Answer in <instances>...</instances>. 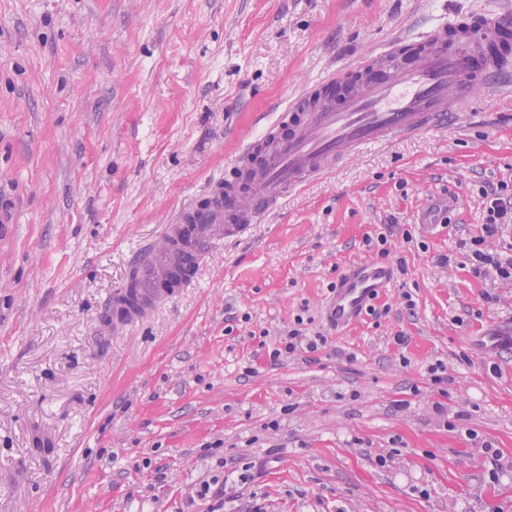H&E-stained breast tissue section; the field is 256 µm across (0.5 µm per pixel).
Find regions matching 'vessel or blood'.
I'll return each instance as SVG.
<instances>
[{
    "label": "vessel or blood",
    "mask_w": 512,
    "mask_h": 512,
    "mask_svg": "<svg viewBox=\"0 0 512 512\" xmlns=\"http://www.w3.org/2000/svg\"><path fill=\"white\" fill-rule=\"evenodd\" d=\"M504 29L484 15L440 22L313 85L245 140L206 207L185 209L165 245L136 258L134 290L117 291L109 302L113 319L133 324L175 296L219 241L244 233L289 190L323 177L350 152L446 128L449 104L472 87L493 92L511 84L512 57L490 50ZM389 282L387 269L372 263L345 271L328 309L331 326L340 331L357 321ZM482 342L490 357L512 351V325L492 326Z\"/></svg>",
    "instance_id": "obj_1"
}]
</instances>
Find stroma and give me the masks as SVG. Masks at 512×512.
<instances>
[{
	"label": "stroma",
	"instance_id": "obj_1",
	"mask_svg": "<svg viewBox=\"0 0 512 512\" xmlns=\"http://www.w3.org/2000/svg\"><path fill=\"white\" fill-rule=\"evenodd\" d=\"M481 14L512 0H0V512H512V353L472 344L512 282L460 247L512 183V91L288 193L139 323L107 308L260 118ZM377 259L375 314L336 332ZM299 316L326 344L272 358ZM389 282L387 269L374 263L345 271L327 313L328 321L336 332L357 321L368 303L380 290L387 288Z\"/></svg>",
	"mask_w": 512,
	"mask_h": 512
}]
</instances>
